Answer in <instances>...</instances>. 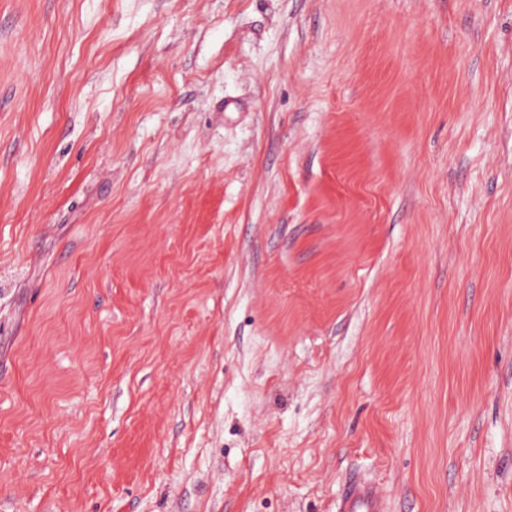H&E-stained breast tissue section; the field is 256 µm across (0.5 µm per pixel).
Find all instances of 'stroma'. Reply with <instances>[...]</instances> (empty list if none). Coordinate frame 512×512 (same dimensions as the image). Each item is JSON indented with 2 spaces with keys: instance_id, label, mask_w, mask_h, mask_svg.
Returning a JSON list of instances; mask_svg holds the SVG:
<instances>
[{
  "instance_id": "stroma-1",
  "label": "stroma",
  "mask_w": 512,
  "mask_h": 512,
  "mask_svg": "<svg viewBox=\"0 0 512 512\" xmlns=\"http://www.w3.org/2000/svg\"><path fill=\"white\" fill-rule=\"evenodd\" d=\"M512 512V0H0V512ZM337 512H382V507L372 485L354 481L347 486L340 498Z\"/></svg>"
}]
</instances>
